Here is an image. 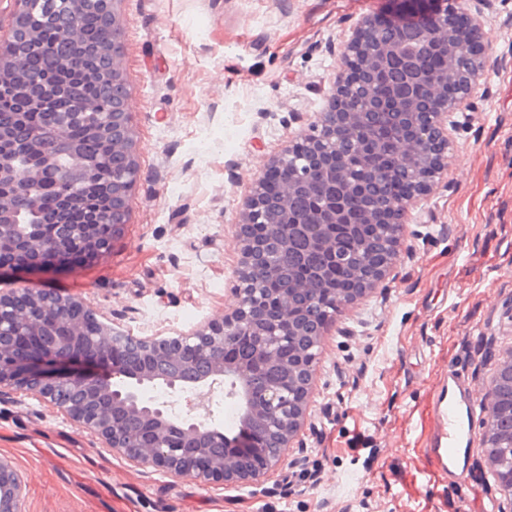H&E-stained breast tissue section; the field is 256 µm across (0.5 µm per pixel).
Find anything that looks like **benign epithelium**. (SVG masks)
I'll return each instance as SVG.
<instances>
[{"instance_id":"obj_1","label":"benign epithelium","mask_w":512,"mask_h":512,"mask_svg":"<svg viewBox=\"0 0 512 512\" xmlns=\"http://www.w3.org/2000/svg\"><path fill=\"white\" fill-rule=\"evenodd\" d=\"M115 2L70 0L55 30L44 32L29 24V3L20 0L10 28L0 35V108H7L10 115L9 122L0 121V237L11 238L0 270L30 268L43 259L64 268L74 253L93 259L127 224L138 165ZM430 4L426 43L444 51L443 63L430 58L420 68L410 69L413 85L427 95L424 101L412 94L403 106L401 117L411 125V134L396 139L388 166H369L378 139L370 113L355 103L356 84L348 75L357 74L363 84L394 60L412 63L394 41L377 36L371 21L342 52V90L331 93L328 111L316 117L302 141L288 146L255 179L240 227L238 302L230 315L175 336H132L98 320L81 300L25 282L0 293V386L16 384L19 365L28 362L21 388L95 433L104 447L138 467L191 477L203 485L252 483L278 469L306 413L324 337L357 288L395 257L405 229L399 217L440 173L433 156L446 159L450 153L448 137L442 133L445 117L466 106L475 92L467 76L487 68L482 32L476 33L474 44L460 40V23L471 17L465 2L457 0L449 6L447 0H430ZM87 13L101 20V34L92 50L101 61L97 79L104 93L95 100L87 98L80 86L41 83L32 71V54H50L62 44L83 42L81 18ZM52 98L81 113L107 110L105 132L112 139V157L124 159L126 170L113 171L86 158L63 131L46 139L28 133L31 115L43 111ZM343 140L353 143L351 153L337 152ZM63 155L72 165L57 161ZM333 169L336 178L331 181ZM76 172L110 192L111 211L85 224L59 221L50 239L42 224H26L15 231L20 215L38 212V185L49 186L64 200L72 193ZM395 176L408 180L410 191L383 193V184ZM326 184L330 191L313 208L298 209L299 196ZM355 195L368 201L363 223L374 225L371 236L353 235L347 201ZM269 215L273 221L268 242L257 237L253 227L266 223ZM312 224L318 225V232L308 239L312 253L308 274L290 273L284 286L272 287L268 243L286 252ZM242 340L252 345L253 353L234 360L232 353ZM119 343L137 351L134 365L112 361V349ZM190 351L207 357L209 378L188 387L180 383V367ZM164 364L174 371L161 378L157 371ZM259 365L277 368L288 383L270 378L255 392L251 381ZM145 384L170 396L191 388L202 401L220 388L236 400L244 427L237 437L227 438L208 407L191 421L175 419L168 413L169 402L151 406L140 400L138 389ZM131 415L143 426L129 425ZM217 446L224 452L212 453ZM22 495L17 472L0 458V512H22Z\"/></svg>"}]
</instances>
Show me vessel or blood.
I'll return each mask as SVG.
<instances>
[{"mask_svg":"<svg viewBox=\"0 0 512 512\" xmlns=\"http://www.w3.org/2000/svg\"><path fill=\"white\" fill-rule=\"evenodd\" d=\"M480 398L478 380L451 364L424 407L426 467L457 491L465 489L472 464Z\"/></svg>","mask_w":512,"mask_h":512,"instance_id":"1","label":"vessel or blood"}]
</instances>
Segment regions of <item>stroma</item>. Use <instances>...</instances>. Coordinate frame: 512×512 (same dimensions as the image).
<instances>
[{"label":"stroma","instance_id":"stroma-1","mask_svg":"<svg viewBox=\"0 0 512 512\" xmlns=\"http://www.w3.org/2000/svg\"><path fill=\"white\" fill-rule=\"evenodd\" d=\"M490 66L453 112V173L432 187L399 257L325 339L304 431L243 487L137 467L25 391L0 388V456L23 512H471L497 499L481 460L468 492L427 486L418 401L446 362L475 378L512 340V0H470ZM140 176L105 254L0 272L79 298L135 336L232 313L238 225L258 172L307 133L363 17L402 0H117ZM218 142L200 155L195 142Z\"/></svg>","mask_w":512,"mask_h":512}]
</instances>
